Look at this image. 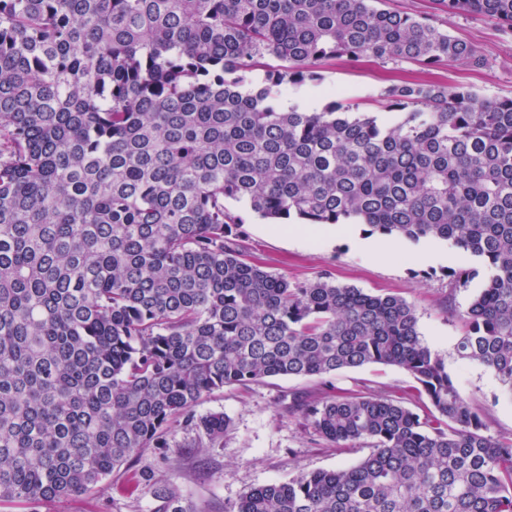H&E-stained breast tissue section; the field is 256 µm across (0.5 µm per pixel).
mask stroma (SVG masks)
Here are the masks:
<instances>
[{
    "instance_id": "35a3bbf8",
    "label": "stroma",
    "mask_w": 512,
    "mask_h": 512,
    "mask_svg": "<svg viewBox=\"0 0 512 512\" xmlns=\"http://www.w3.org/2000/svg\"><path fill=\"white\" fill-rule=\"evenodd\" d=\"M383 5L424 17L474 44L484 64L427 68L343 57L322 63L321 86L290 92L282 105L299 102L318 108L337 97L356 104L359 111L378 112L386 87L420 79L448 87L463 84L488 98L512 97V33L480 17L438 11L433 0H384ZM231 209L246 219L242 230L247 252L289 282H311L327 272L336 283L373 294H394L413 304L423 339L444 359L463 397L484 411L489 434L512 436V401L502 397L492 372L461 359L456 351L461 334L458 314L481 286L476 279L469 287L457 288L448 276L449 269L474 267L467 253L440 242L414 244L400 239L393 253L383 254L378 250L383 237L363 234L358 224L340 225L335 233L306 230L276 236L267 220L237 203ZM413 384L399 367L373 364L324 378L274 377L246 389L225 387L197 408L202 415L221 412L229 417L230 426L218 446L194 447L192 431L174 425L165 447L147 449L129 468L114 473L99 492L61 506L41 503L30 512H156L158 503L150 493L156 481L173 485L199 512H229L247 488L284 482L300 471L353 466L365 456V449L330 448L310 434L300 412L289 409L293 398L376 392L400 398L414 409L418 401Z\"/></svg>"
}]
</instances>
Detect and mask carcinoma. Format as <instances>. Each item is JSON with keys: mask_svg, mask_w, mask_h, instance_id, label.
Returning a JSON list of instances; mask_svg holds the SVG:
<instances>
[{"mask_svg": "<svg viewBox=\"0 0 512 512\" xmlns=\"http://www.w3.org/2000/svg\"><path fill=\"white\" fill-rule=\"evenodd\" d=\"M378 0H0V505L97 491L226 386L393 365L389 395L300 404L355 466L249 488L228 512H512L494 438L418 332L415 307L254 262L244 219L361 224L477 266L458 355L512 401V98L393 84L388 111L279 99L322 62L480 64L477 47ZM512 32V0H435ZM266 72L265 84L250 77ZM157 512H195L155 484Z\"/></svg>", "mask_w": 512, "mask_h": 512, "instance_id": "carcinoma-1", "label": "carcinoma"}]
</instances>
